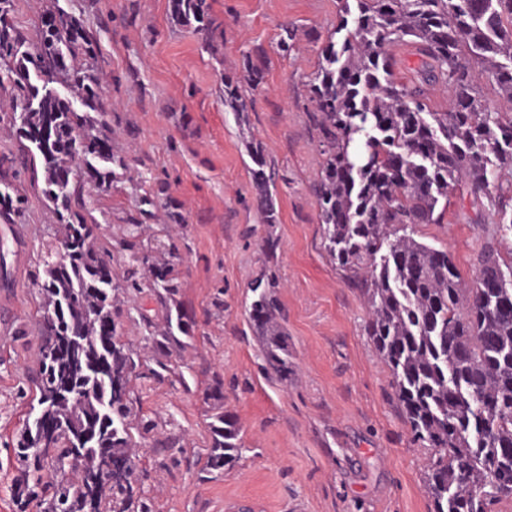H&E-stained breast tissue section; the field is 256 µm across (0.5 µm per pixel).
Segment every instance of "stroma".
<instances>
[{"label": "stroma", "instance_id": "stroma-1", "mask_svg": "<svg viewBox=\"0 0 512 512\" xmlns=\"http://www.w3.org/2000/svg\"><path fill=\"white\" fill-rule=\"evenodd\" d=\"M224 24L210 53L192 27L174 22L169 0H59L98 43L93 63L105 114L100 135L126 167L114 187L86 196L85 216L111 243L117 225L138 215L134 190L160 189L151 229L171 211L187 224L176 241L182 300L194 313L190 346L171 360L187 364L190 391L141 378L139 412L165 424L173 447L153 439L137 448V484L155 512H433L425 489L426 449L417 447L396 403L390 370L367 334L368 309L349 273L325 248L312 186L323 155L311 126L308 81L338 30V0H208ZM297 30L290 52L278 42ZM264 69L251 92V134L264 146L279 212L263 224L235 116L224 104V75L244 56ZM26 203L12 237L0 218L8 281H0V512L21 509L22 472L13 448L30 408V376L41 363L35 272L57 216L28 176ZM417 241L447 250L465 283L477 277L489 245L512 250L486 199L467 186L449 196L443 223L420 224ZM274 249H267V240ZM276 280L293 371L281 382L265 372L247 322L260 275ZM223 300L216 308L215 300ZM224 384L246 451L223 474L204 472L213 402Z\"/></svg>", "mask_w": 512, "mask_h": 512}]
</instances>
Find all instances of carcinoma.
<instances>
[{
	"label": "carcinoma",
	"mask_w": 512,
	"mask_h": 512,
	"mask_svg": "<svg viewBox=\"0 0 512 512\" xmlns=\"http://www.w3.org/2000/svg\"><path fill=\"white\" fill-rule=\"evenodd\" d=\"M51 0L49 23L35 47L8 18L0 0V88L8 90L20 149L0 157V216L22 210L25 197L11 180L19 171L37 184L58 214L54 242L40 262L42 352L52 364L35 379L38 413L27 423L17 456L35 476L27 493L49 512H153L135 490L139 459L135 438L158 428L150 418L133 423L139 401L132 381L140 376L190 384L167 352L186 347L195 321L179 299L182 288L170 227L145 238L143 224L119 226L112 236V279L103 268L105 247L89 243L78 166L98 190L117 179L123 157L98 150L95 116L102 115L99 77L74 62L94 57L97 41L80 21ZM354 28L342 43L321 50L309 83V116L324 155L313 193L325 247L339 267L353 273L369 308L367 334L388 365L396 400L413 441L427 449L426 483L433 512H486L512 503L499 477L512 483V291L492 288L512 273V253L492 247L479 259V288H467L448 252L413 238L418 224H438L456 186L464 183L495 209L503 208L500 173L512 169V116L475 111V68L494 74L512 99V0H340ZM173 16L205 36L224 37L223 23L207 0H172ZM412 38L432 61L427 81L450 91L446 112H431L425 88L393 76L385 45ZM256 88L263 69L243 58L242 75L224 76V103L246 122L250 101L242 83ZM256 168L262 223H278L266 173L264 148L243 140ZM275 283L257 279L249 307L267 373L288 379V333L280 323ZM151 296L161 315L139 305ZM143 324V358L120 339V299ZM217 403L208 428L205 468L220 474L246 448L236 417L223 411L220 383L205 390ZM126 466L121 479L112 464ZM82 487L78 494L74 486Z\"/></svg>",
	"instance_id": "carcinoma-1"
}]
</instances>
